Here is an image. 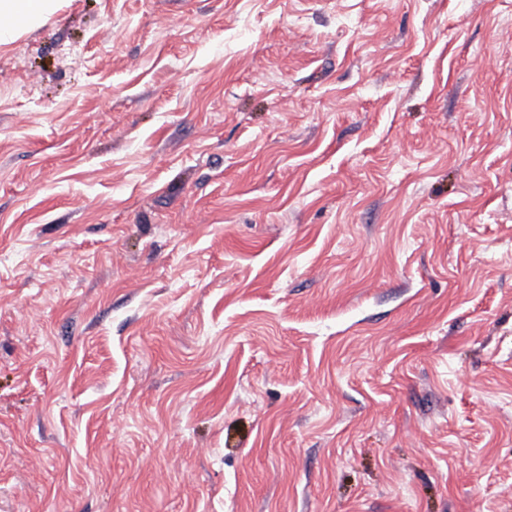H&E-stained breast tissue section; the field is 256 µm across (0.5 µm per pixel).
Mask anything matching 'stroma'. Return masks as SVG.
<instances>
[{
	"label": "stroma",
	"mask_w": 512,
	"mask_h": 512,
	"mask_svg": "<svg viewBox=\"0 0 512 512\" xmlns=\"http://www.w3.org/2000/svg\"><path fill=\"white\" fill-rule=\"evenodd\" d=\"M0 512H512V0L0 44Z\"/></svg>",
	"instance_id": "1"
}]
</instances>
